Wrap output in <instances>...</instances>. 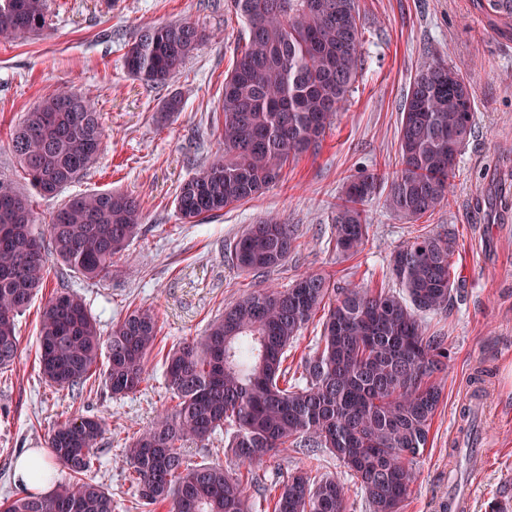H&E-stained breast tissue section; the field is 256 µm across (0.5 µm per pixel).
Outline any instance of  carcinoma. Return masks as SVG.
Returning a JSON list of instances; mask_svg holds the SVG:
<instances>
[{
    "mask_svg": "<svg viewBox=\"0 0 512 512\" xmlns=\"http://www.w3.org/2000/svg\"><path fill=\"white\" fill-rule=\"evenodd\" d=\"M248 40L224 77L223 149L179 188L176 209L196 224L258 195L288 163L323 140L333 115L354 89L363 59L358 0H231ZM499 28L512 29V0H476ZM49 25L47 0H0V38L24 42ZM206 36L189 21L148 24L128 45V73L164 86ZM170 92L162 116L181 112ZM475 126L470 82L431 59L410 82L397 130L400 168H377L349 180L338 198L330 242L353 256L369 236L366 203L385 205L408 223L429 222L450 203V178ZM101 113L91 97L68 87L43 99L15 128L11 146L31 187L54 195L92 167L103 148ZM25 193L0 177V369L18 357L16 317L44 285L46 249L35 233ZM137 200L120 191L69 197L48 224L51 250L87 279L112 276L113 258L140 233ZM294 225L268 217L237 239L231 261L258 277L283 265L296 248ZM456 236L426 226L391 256L399 290L340 284L304 274L289 287L255 289L224 306L204 335L183 339L163 356L178 403L157 413L122 449L142 504L168 512H346L334 475L298 470L280 487L272 510L257 507L244 481L282 448H325L356 479L370 512H403L441 404L436 374L448 368L447 339L423 316L453 300ZM323 312L315 349L288 378V350ZM158 321L137 308L102 337L97 320L73 291L46 299L37 336L39 372L58 390H80L93 375L114 397L140 391L158 341ZM102 371H97L98 366ZM228 435V452L246 473L199 460L185 445ZM105 421L75 415L56 423L46 447L64 476L30 464L31 479L50 492L30 493L0 512H116L96 482Z\"/></svg>",
    "mask_w": 512,
    "mask_h": 512,
    "instance_id": "1",
    "label": "carcinoma"
}]
</instances>
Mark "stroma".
<instances>
[{"label": "stroma", "mask_w": 512, "mask_h": 512, "mask_svg": "<svg viewBox=\"0 0 512 512\" xmlns=\"http://www.w3.org/2000/svg\"><path fill=\"white\" fill-rule=\"evenodd\" d=\"M48 6L46 35L0 41V176L26 188L10 132L42 99L75 86L102 114L104 149L63 196H34L37 228L45 230L62 197L112 189L138 199L142 231L115 256L119 272L107 280L86 279L48 259L45 286L17 316L19 357L0 371V502L26 495L15 481V466L23 454H46L53 425L94 414L107 422L97 479L111 491L116 512H137L121 450L157 411L175 404L162 352L203 335L226 303L263 282L285 287L319 273L394 287L391 254L415 235L416 225L393 217L383 197H375L366 205L368 240L348 258L330 242L332 212L358 172L396 170L403 100L421 63L434 57L470 80L476 122L457 161L450 204L430 222L455 232V288L447 311L426 318L431 331L447 338L448 367L437 376L442 402L428 447L413 463L418 478L405 512H441L452 473L470 498L469 512H512V32H498L473 0H359L363 66L319 147L288 164L262 194L203 223L186 224L175 197L222 146L219 106L224 77L244 43L240 18L228 0H48ZM180 21L203 28L209 41L167 86L152 88L131 77L123 54L140 29ZM171 91L181 93L185 107L164 120L157 106ZM269 214L295 225L298 246L260 280L231 264L229 247L247 225ZM66 287L82 297L105 337L128 311L141 307L156 315L159 352L139 392L116 400L98 385L72 396L45 384L36 356L40 311L54 289ZM476 390L485 407L473 417V453L458 425ZM299 469L343 477L347 512H369L359 485L326 450L314 458L301 448L279 451L261 470V486L246 490L256 494Z\"/></svg>", "instance_id": "35a3bbf8"}]
</instances>
